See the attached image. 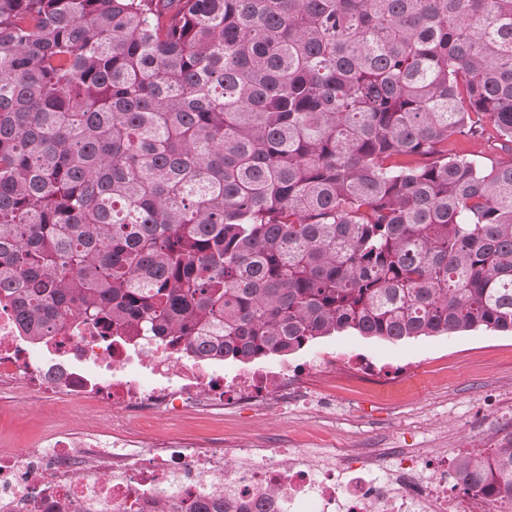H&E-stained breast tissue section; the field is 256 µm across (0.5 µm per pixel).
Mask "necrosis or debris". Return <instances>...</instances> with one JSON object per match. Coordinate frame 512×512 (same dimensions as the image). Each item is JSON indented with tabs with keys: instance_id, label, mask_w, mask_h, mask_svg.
I'll return each instance as SVG.
<instances>
[{
	"instance_id": "1",
	"label": "necrosis or debris",
	"mask_w": 512,
	"mask_h": 512,
	"mask_svg": "<svg viewBox=\"0 0 512 512\" xmlns=\"http://www.w3.org/2000/svg\"><path fill=\"white\" fill-rule=\"evenodd\" d=\"M287 368L225 371L214 355L184 356L168 338L129 341L76 323L34 343L0 295V394L77 405L84 432L55 431L29 448L0 449V512H193L223 501L231 512H511L480 494L460 495L448 460L359 467L312 448L228 445L157 421L259 415L304 393Z\"/></svg>"
}]
</instances>
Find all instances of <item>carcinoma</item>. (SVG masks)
<instances>
[{"mask_svg": "<svg viewBox=\"0 0 512 512\" xmlns=\"http://www.w3.org/2000/svg\"><path fill=\"white\" fill-rule=\"evenodd\" d=\"M512 0H0V293L227 361L512 333ZM456 480L512 501V438ZM488 137L489 139H487ZM497 143H499V140L497 139L496 131L492 127H489L488 133L484 139H459L456 144V148L457 150L484 162H489L487 158H507V155L503 154V152L497 147Z\"/></svg>", "mask_w": 512, "mask_h": 512, "instance_id": "cac0c4a2", "label": "carcinoma"}]
</instances>
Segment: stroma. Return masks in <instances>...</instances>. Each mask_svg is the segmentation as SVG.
I'll use <instances>...</instances> for the list:
<instances>
[{"label":"stroma","instance_id":"35a3bbf8","mask_svg":"<svg viewBox=\"0 0 512 512\" xmlns=\"http://www.w3.org/2000/svg\"><path fill=\"white\" fill-rule=\"evenodd\" d=\"M336 356V376L312 372L323 354ZM266 366L302 373L310 403L259 418L246 407L221 418L189 419L183 428L206 438H246L283 448H331L337 458L356 451L389 458L404 452L451 458L496 424L512 433V334L485 329L407 338H366L352 331L317 339ZM78 411L25 396L0 400V448H26L48 427L81 431Z\"/></svg>","mask_w":512,"mask_h":512}]
</instances>
